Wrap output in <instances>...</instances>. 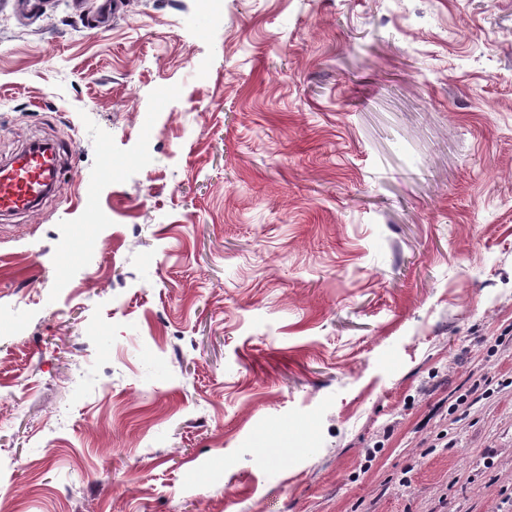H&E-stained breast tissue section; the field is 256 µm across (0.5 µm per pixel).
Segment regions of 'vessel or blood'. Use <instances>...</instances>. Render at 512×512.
<instances>
[{"mask_svg":"<svg viewBox=\"0 0 512 512\" xmlns=\"http://www.w3.org/2000/svg\"><path fill=\"white\" fill-rule=\"evenodd\" d=\"M58 150L35 143L0 166V213H34L42 199L56 190L59 182Z\"/></svg>","mask_w":512,"mask_h":512,"instance_id":"obj_1","label":"vessel or blood"}]
</instances>
